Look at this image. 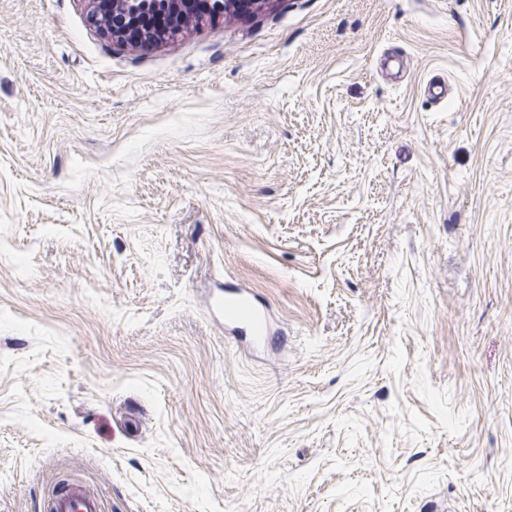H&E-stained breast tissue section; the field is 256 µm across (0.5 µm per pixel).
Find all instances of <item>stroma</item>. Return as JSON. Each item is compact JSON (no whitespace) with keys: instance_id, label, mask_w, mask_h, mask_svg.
Masks as SVG:
<instances>
[{"instance_id":"stroma-1","label":"stroma","mask_w":512,"mask_h":512,"mask_svg":"<svg viewBox=\"0 0 512 512\" xmlns=\"http://www.w3.org/2000/svg\"><path fill=\"white\" fill-rule=\"evenodd\" d=\"M70 481L512 512V0H278L145 49L0 0V512ZM224 324L234 333L266 340L270 336L266 310L245 288L224 290Z\"/></svg>"}]
</instances>
